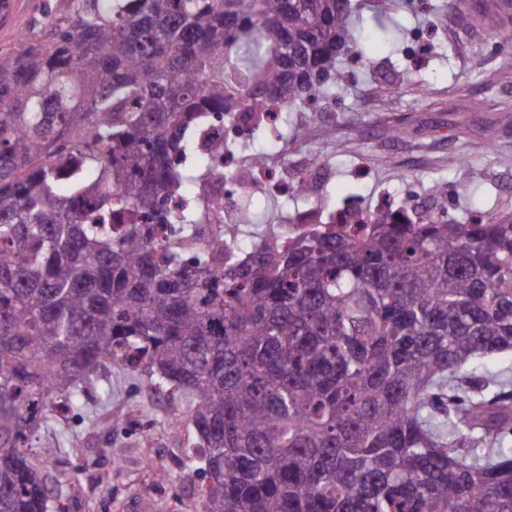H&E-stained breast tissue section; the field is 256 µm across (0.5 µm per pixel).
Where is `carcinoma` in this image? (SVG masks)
Instances as JSON below:
<instances>
[{
	"mask_svg": "<svg viewBox=\"0 0 512 512\" xmlns=\"http://www.w3.org/2000/svg\"><path fill=\"white\" fill-rule=\"evenodd\" d=\"M349 0H63L0 48V512H49L42 431L119 356L178 399L202 512H512V224H213L204 128L336 92Z\"/></svg>",
	"mask_w": 512,
	"mask_h": 512,
	"instance_id": "obj_1",
	"label": "carcinoma"
}]
</instances>
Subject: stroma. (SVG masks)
I'll use <instances>...</instances> for the list:
<instances>
[{
    "label": "stroma",
    "instance_id": "1",
    "mask_svg": "<svg viewBox=\"0 0 512 512\" xmlns=\"http://www.w3.org/2000/svg\"><path fill=\"white\" fill-rule=\"evenodd\" d=\"M429 2L425 16L398 0H350L379 38L364 45L367 64L340 90L341 105L313 113L312 138L298 120L286 138L260 136L270 150L287 148L288 162L317 154L333 169L317 199L281 196L289 217L310 207L322 217L350 204L368 209L381 196L407 207L427 201L438 181L449 223H467L475 211L512 221V169L502 163L512 155V45L500 43L501 27L487 17ZM46 3L0 0V46L17 47ZM111 380V403L95 397L80 414L55 420V432L79 442L78 452L54 463L66 512H127L133 499L149 503L148 512H200L187 439L169 427L179 404L145 391L141 373L121 363Z\"/></svg>",
    "mask_w": 512,
    "mask_h": 512
}]
</instances>
